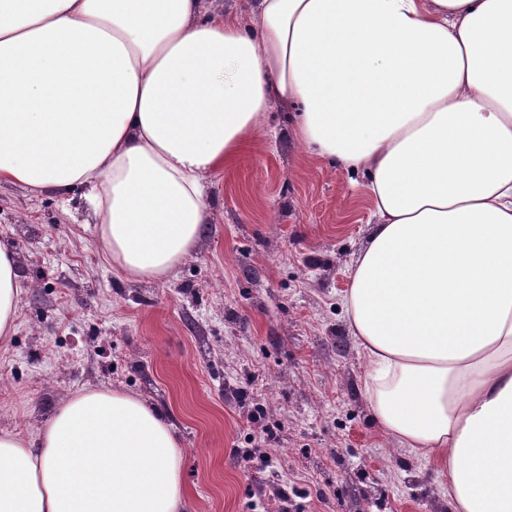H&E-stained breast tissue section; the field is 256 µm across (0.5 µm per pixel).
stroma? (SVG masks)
<instances>
[{
	"mask_svg": "<svg viewBox=\"0 0 512 512\" xmlns=\"http://www.w3.org/2000/svg\"><path fill=\"white\" fill-rule=\"evenodd\" d=\"M292 128L272 109L209 176V222L163 281L113 266L82 190L0 182V237L28 287L0 344V431L34 434L75 391L110 387L173 424L187 512H450L374 423L340 304L373 221L366 178Z\"/></svg>",
	"mask_w": 512,
	"mask_h": 512,
	"instance_id": "1",
	"label": "stroma"
}]
</instances>
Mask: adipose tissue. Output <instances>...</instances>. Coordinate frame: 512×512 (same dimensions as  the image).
<instances>
[{"label":"adipose tissue","instance_id":"adipose-tissue-1","mask_svg":"<svg viewBox=\"0 0 512 512\" xmlns=\"http://www.w3.org/2000/svg\"><path fill=\"white\" fill-rule=\"evenodd\" d=\"M278 105L368 180L341 302L381 433L451 512H512V0H0V182L84 189L129 279L190 257ZM25 292L0 240V342ZM181 458L153 405L83 390L0 432V512H184Z\"/></svg>","mask_w":512,"mask_h":512}]
</instances>
